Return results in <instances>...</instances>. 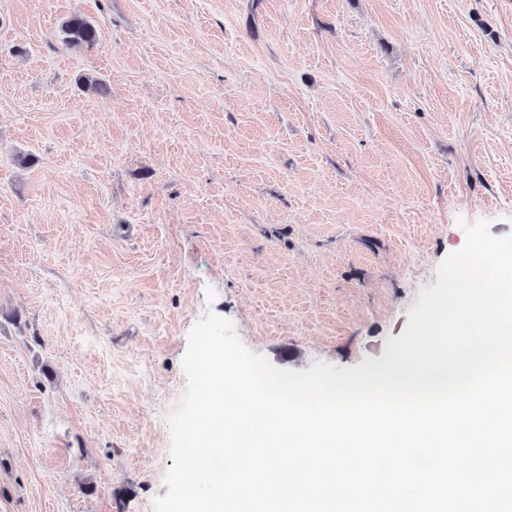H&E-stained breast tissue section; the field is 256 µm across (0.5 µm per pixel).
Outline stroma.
I'll return each instance as SVG.
<instances>
[{
    "label": "stroma",
    "instance_id": "1",
    "mask_svg": "<svg viewBox=\"0 0 512 512\" xmlns=\"http://www.w3.org/2000/svg\"><path fill=\"white\" fill-rule=\"evenodd\" d=\"M461 218L512 234V0H0V512H152L206 310L381 358ZM64 42L68 46L91 47L98 40L97 28L86 18L74 15L63 24Z\"/></svg>",
    "mask_w": 512,
    "mask_h": 512
}]
</instances>
